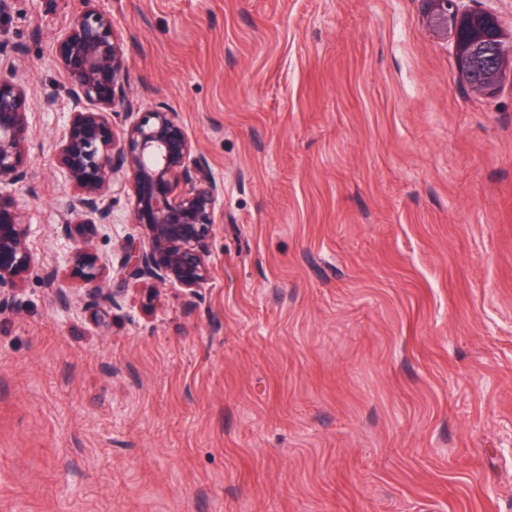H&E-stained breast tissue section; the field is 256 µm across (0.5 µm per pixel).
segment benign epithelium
<instances>
[{
  "instance_id": "benign-epithelium-1",
  "label": "benign epithelium",
  "mask_w": 512,
  "mask_h": 512,
  "mask_svg": "<svg viewBox=\"0 0 512 512\" xmlns=\"http://www.w3.org/2000/svg\"><path fill=\"white\" fill-rule=\"evenodd\" d=\"M72 17L56 47V61L67 80L70 124L55 152V162L77 192L61 216L62 235L76 244L68 261L88 285L94 305L115 302L106 287L107 266L91 252L88 234L112 221V189L127 185L134 198L140 245H117V275L174 283L197 293L210 273L207 239L220 223L223 185L213 177L177 114L159 102L137 116L129 95L130 61L117 39L112 16L92 2ZM465 0H430L428 25L454 38L457 53L468 55L471 34L493 46L502 42L498 18ZM496 58L497 75L474 87L489 92L512 70V45ZM12 47L0 41V189L26 182L27 89L14 81ZM30 225L0 193V307L17 300L20 284L36 267L29 247Z\"/></svg>"
}]
</instances>
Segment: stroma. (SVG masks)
Returning <instances> with one entry per match:
<instances>
[{
    "label": "stroma",
    "instance_id": "35a3bbf8",
    "mask_svg": "<svg viewBox=\"0 0 512 512\" xmlns=\"http://www.w3.org/2000/svg\"><path fill=\"white\" fill-rule=\"evenodd\" d=\"M139 111L224 186L197 295L56 232L67 99L31 106L38 264L0 308V512H512V72L462 78L427 0H98ZM83 0H13L30 92ZM92 251L136 245L129 188ZM56 269L62 305L44 274Z\"/></svg>",
    "mask_w": 512,
    "mask_h": 512
}]
</instances>
